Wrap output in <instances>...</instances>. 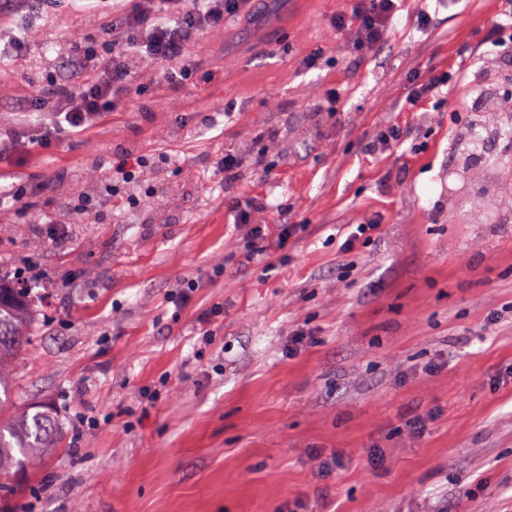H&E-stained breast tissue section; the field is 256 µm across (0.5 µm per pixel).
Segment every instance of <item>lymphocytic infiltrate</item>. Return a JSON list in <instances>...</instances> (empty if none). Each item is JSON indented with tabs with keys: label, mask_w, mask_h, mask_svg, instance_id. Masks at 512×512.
<instances>
[{
	"label": "lymphocytic infiltrate",
	"mask_w": 512,
	"mask_h": 512,
	"mask_svg": "<svg viewBox=\"0 0 512 512\" xmlns=\"http://www.w3.org/2000/svg\"><path fill=\"white\" fill-rule=\"evenodd\" d=\"M99 30L109 45L100 50L89 37L74 40L70 77L53 83L40 96L48 117L36 129H0V152L50 147L65 136H80L136 93L135 66L151 63L163 70L170 95L193 85L198 65L191 46L204 32L224 29V17L246 0H94ZM397 12L396 0H362L352 21L338 19V28L353 26L356 47L382 40Z\"/></svg>",
	"instance_id": "f902f5d3"
}]
</instances>
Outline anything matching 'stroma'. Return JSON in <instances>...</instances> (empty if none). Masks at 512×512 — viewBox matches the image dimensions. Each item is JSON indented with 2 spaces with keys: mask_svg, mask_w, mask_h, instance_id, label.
<instances>
[{
  "mask_svg": "<svg viewBox=\"0 0 512 512\" xmlns=\"http://www.w3.org/2000/svg\"><path fill=\"white\" fill-rule=\"evenodd\" d=\"M356 5L230 16L179 108L144 65L86 137L0 163L35 189L0 207V268L45 282L0 374L58 432L10 512H512V160L466 161L512 122V0H399L363 50L334 25ZM27 17L0 125L43 120L83 25ZM126 150V197L68 223ZM144 164L145 161L141 156L127 153L116 154L112 156V173L116 177L120 176L122 181L129 180Z\"/></svg>",
  "mask_w": 512,
  "mask_h": 512,
  "instance_id": "stroma-1",
  "label": "stroma"
}]
</instances>
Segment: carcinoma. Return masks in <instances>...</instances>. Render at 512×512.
I'll list each match as a JSON object with an SVG mask.
<instances>
[{
	"label": "carcinoma",
	"instance_id": "1",
	"mask_svg": "<svg viewBox=\"0 0 512 512\" xmlns=\"http://www.w3.org/2000/svg\"><path fill=\"white\" fill-rule=\"evenodd\" d=\"M27 293L28 289L10 285L0 275V367L15 358L27 340ZM55 443L56 422L46 411L0 416V479L23 469L30 453Z\"/></svg>",
	"mask_w": 512,
	"mask_h": 512
}]
</instances>
